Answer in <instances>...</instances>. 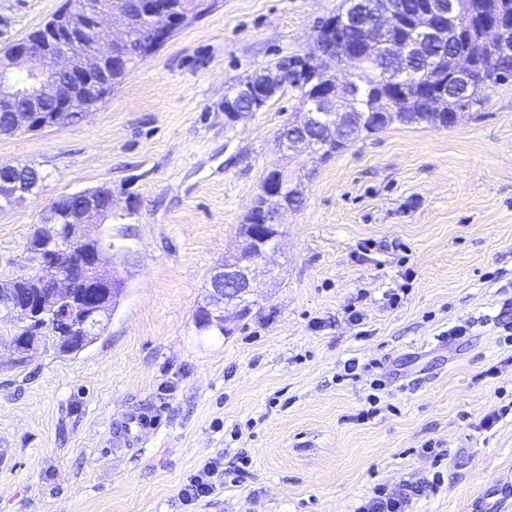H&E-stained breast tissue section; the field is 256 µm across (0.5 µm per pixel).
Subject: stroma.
<instances>
[{"label": "stroma", "instance_id": "35a3bbf8", "mask_svg": "<svg viewBox=\"0 0 512 512\" xmlns=\"http://www.w3.org/2000/svg\"><path fill=\"white\" fill-rule=\"evenodd\" d=\"M64 0H0V48ZM343 0H211L95 111L0 137L44 179L0 207V282L59 195L111 188L126 290L84 351L11 364L0 318V512H358L420 487L410 512H512V80L449 127L393 124L311 165L277 279L228 336L195 315L298 112L288 87L238 123L224 97L314 47ZM455 326L464 336L450 335ZM378 414L359 422L369 397ZM132 411L160 424L126 448ZM218 463L212 494L179 491Z\"/></svg>", "mask_w": 512, "mask_h": 512}]
</instances>
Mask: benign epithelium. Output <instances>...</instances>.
I'll return each mask as SVG.
<instances>
[{
    "label": "benign epithelium",
    "mask_w": 512,
    "mask_h": 512,
    "mask_svg": "<svg viewBox=\"0 0 512 512\" xmlns=\"http://www.w3.org/2000/svg\"><path fill=\"white\" fill-rule=\"evenodd\" d=\"M361 2L348 0L339 29L343 33L357 24L353 29V34L361 35L357 56L402 59L440 38V19L446 16L451 20L454 16V0H448L446 15L436 0H422L412 14L394 9L359 23L356 13ZM191 5L190 0H112L110 5L103 0H67L63 11L0 53V112L11 113L12 127L17 132L61 126L78 105L86 112L94 110L112 88L113 73L126 68L132 58L141 60L145 53H154L167 32L187 18ZM144 18L151 22L150 35L135 45L130 42V29ZM481 32L484 41L506 45L512 35V16L498 14L486 20ZM71 46L84 49L83 55L74 58L68 52ZM306 58L324 72L323 90L306 98L299 117L278 129L276 143L282 162L267 169L260 180L256 200L237 229L239 249L214 267L207 303L195 318L198 328L215 326L222 334H230L231 324L242 320L256 304V276L276 278L284 220L288 213L297 211L294 199L303 197L302 182L286 160L295 155L310 157L314 150L325 146L323 142L308 141L307 130L318 124L330 133L338 127H353L357 133L361 130L363 117L350 111L359 91L351 80V56L326 47L318 37ZM476 73L477 63L469 52L452 58L449 85L458 89V98L465 99ZM293 78L292 72L280 68L253 73L224 97L225 120L235 124L258 111ZM16 170L11 164L0 165L1 198L7 196L14 201L30 189L15 177ZM71 196L84 201L78 222L69 228L63 246L35 252L37 291L31 298H15L8 313V317L26 325L62 301H74L82 317L74 328L75 335L67 337L64 354L75 352L104 326L109 301L119 298L114 285L121 279L120 271L114 261L106 259L101 237L90 235L89 228L113 214L126 216L132 210L129 204L117 208L112 191L103 187L63 194L42 210L37 227L42 237L53 238L60 208ZM80 277L88 285L82 293L74 288Z\"/></svg>",
    "instance_id": "1"
}]
</instances>
